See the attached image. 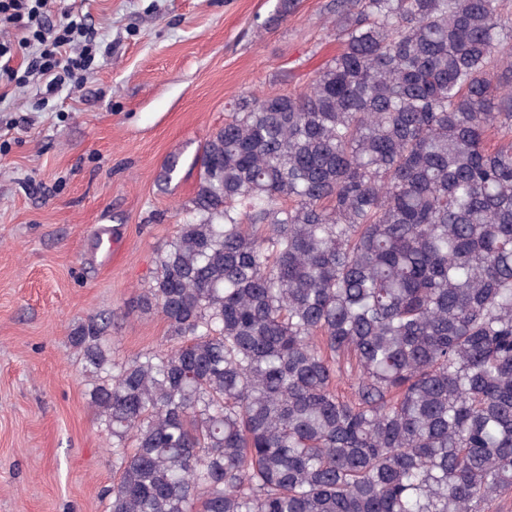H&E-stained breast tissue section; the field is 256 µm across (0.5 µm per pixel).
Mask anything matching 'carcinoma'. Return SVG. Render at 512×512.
I'll use <instances>...</instances> for the list:
<instances>
[{
    "instance_id": "cac0c4a2",
    "label": "carcinoma",
    "mask_w": 512,
    "mask_h": 512,
    "mask_svg": "<svg viewBox=\"0 0 512 512\" xmlns=\"http://www.w3.org/2000/svg\"><path fill=\"white\" fill-rule=\"evenodd\" d=\"M501 7L336 0L342 47L306 90L234 102L139 298L170 345L116 363L103 319L69 336L112 437L110 512H489L512 493Z\"/></svg>"
}]
</instances>
